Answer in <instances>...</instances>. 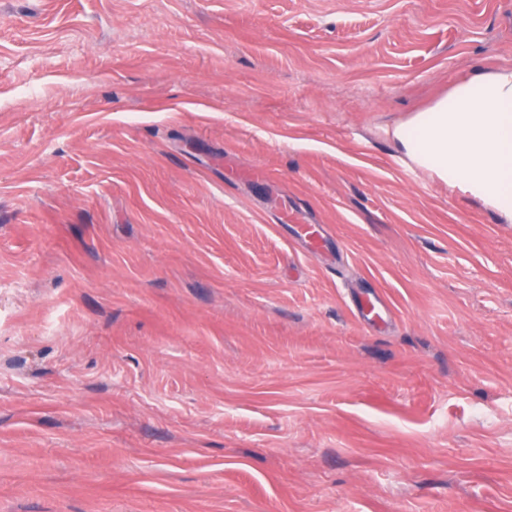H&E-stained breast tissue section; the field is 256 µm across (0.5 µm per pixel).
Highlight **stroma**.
Here are the masks:
<instances>
[{
	"mask_svg": "<svg viewBox=\"0 0 512 512\" xmlns=\"http://www.w3.org/2000/svg\"><path fill=\"white\" fill-rule=\"evenodd\" d=\"M488 65L512 0H0V512H512V223L388 134Z\"/></svg>",
	"mask_w": 512,
	"mask_h": 512,
	"instance_id": "obj_1",
	"label": "stroma"
}]
</instances>
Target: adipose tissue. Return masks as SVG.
I'll return each instance as SVG.
<instances>
[{"mask_svg":"<svg viewBox=\"0 0 512 512\" xmlns=\"http://www.w3.org/2000/svg\"><path fill=\"white\" fill-rule=\"evenodd\" d=\"M391 135L418 167L512 222V68L455 84Z\"/></svg>","mask_w":512,"mask_h":512,"instance_id":"obj_1","label":"adipose tissue"}]
</instances>
